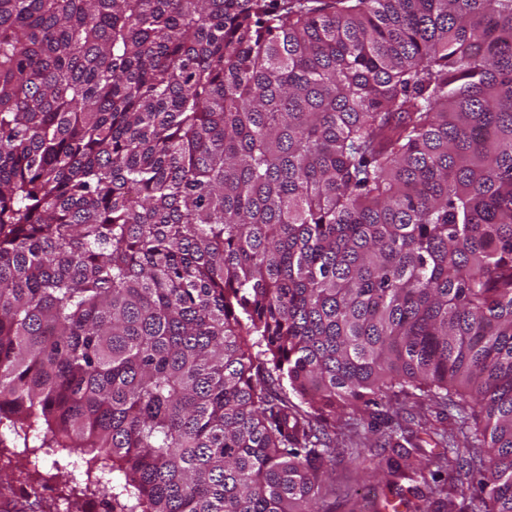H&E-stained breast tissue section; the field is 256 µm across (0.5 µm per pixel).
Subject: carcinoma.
I'll use <instances>...</instances> for the list:
<instances>
[{
	"label": "carcinoma",
	"mask_w": 512,
	"mask_h": 512,
	"mask_svg": "<svg viewBox=\"0 0 512 512\" xmlns=\"http://www.w3.org/2000/svg\"><path fill=\"white\" fill-rule=\"evenodd\" d=\"M512 512V0H0V446L107 512H331L336 431ZM33 454H29V460L35 461V470L41 476V483L44 484L41 494V510L35 512H65L67 505L64 502L61 485L57 479L50 477L58 471L66 472L69 475L70 487L80 490L84 488L87 476L85 471L87 465L80 451H66L60 448H35ZM75 463V464H73ZM53 510H50V509Z\"/></svg>",
	"instance_id": "carcinoma-1"
}]
</instances>
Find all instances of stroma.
<instances>
[{
    "label": "stroma",
    "instance_id": "35a3bbf8",
    "mask_svg": "<svg viewBox=\"0 0 512 512\" xmlns=\"http://www.w3.org/2000/svg\"><path fill=\"white\" fill-rule=\"evenodd\" d=\"M438 412V407L430 401L413 397L395 398L363 409L355 428L336 437L332 491L328 497L332 512H350L355 505L360 506L362 512H392V504L398 501L394 477L383 470L377 477L368 478L366 472L374 463L369 455H358L357 450L384 444L391 426L401 418L412 431V441L421 458H431L441 452L442 447L433 435L418 425L416 418L421 415L432 420ZM31 459L43 484L40 512H65L63 492L55 476L61 471L68 473L72 487L84 488L87 465L81 453L39 448Z\"/></svg>",
    "mask_w": 512,
    "mask_h": 512
}]
</instances>
